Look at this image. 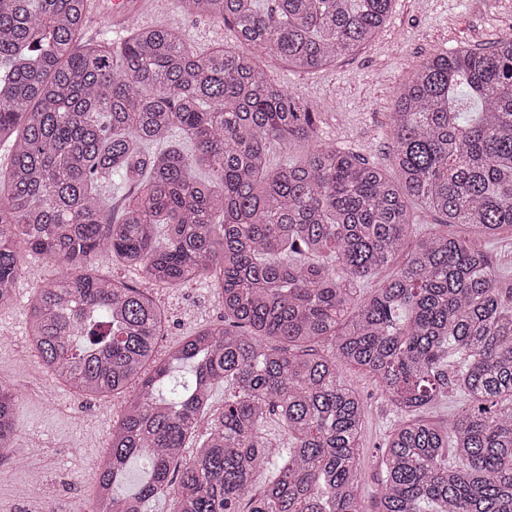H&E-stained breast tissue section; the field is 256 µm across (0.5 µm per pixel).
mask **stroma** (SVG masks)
Masks as SVG:
<instances>
[{"mask_svg":"<svg viewBox=\"0 0 512 512\" xmlns=\"http://www.w3.org/2000/svg\"><path fill=\"white\" fill-rule=\"evenodd\" d=\"M510 34L512 0H428L424 5L394 0L385 26L353 55L313 73L270 60L263 66L316 108L323 137L387 170L392 164L387 114L409 73L433 53L487 46ZM32 281L23 279L17 303L0 310V381L19 396L17 445L34 465L30 471L18 470L0 461V512H88L93 474L85 466L105 449L125 398L90 399L56 385L45 374L37 355L24 346L25 299ZM153 294L168 313L159 339L163 351L224 313L201 282L157 288ZM342 373L365 403L359 492L369 501L379 487L380 447L397 415L368 375L352 367Z\"/></svg>","mask_w":512,"mask_h":512,"instance_id":"obj_1","label":"stroma"}]
</instances>
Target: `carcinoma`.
Segmentation results:
<instances>
[{"instance_id": "cac0c4a2", "label": "carcinoma", "mask_w": 512, "mask_h": 512, "mask_svg": "<svg viewBox=\"0 0 512 512\" xmlns=\"http://www.w3.org/2000/svg\"><path fill=\"white\" fill-rule=\"evenodd\" d=\"M393 2L172 0L235 31L237 45L200 52L175 23L87 39L90 0H0V309L28 256L58 263L28 296L30 344L57 384L126 395L91 512H144L160 495L174 512H512V275L486 248L512 228V37L414 69L390 113V174L323 138L314 107L257 62L321 69ZM461 88L480 106L466 117ZM294 140L306 157L271 164V146ZM114 179L127 197L107 224ZM414 204L436 223H415ZM102 253L157 288L205 282L224 320L158 354L163 310L95 274ZM344 367L399 416L369 503L364 401ZM451 391L448 422L416 416ZM16 406L0 382L1 460L16 459ZM132 460L143 479L119 496Z\"/></svg>"}]
</instances>
